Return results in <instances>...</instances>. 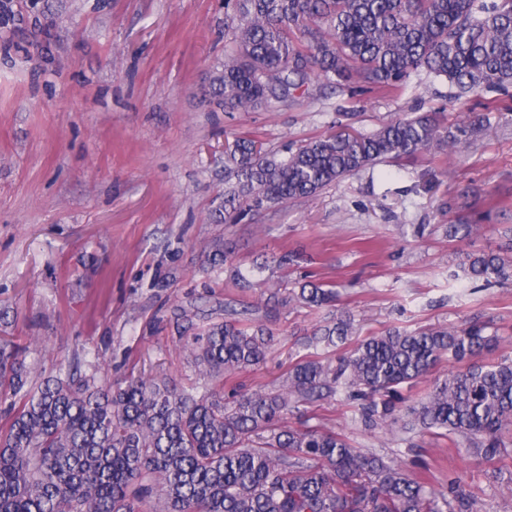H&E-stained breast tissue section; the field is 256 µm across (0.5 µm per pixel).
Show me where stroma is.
Returning a JSON list of instances; mask_svg holds the SVG:
<instances>
[{"label":"stroma","mask_w":512,"mask_h":512,"mask_svg":"<svg viewBox=\"0 0 512 512\" xmlns=\"http://www.w3.org/2000/svg\"><path fill=\"white\" fill-rule=\"evenodd\" d=\"M2 19L14 35L0 41V336L26 346L28 364L49 370L83 351L102 382L134 372L189 386L198 376L170 322L175 306L254 308L257 281L285 297L308 276L337 287L352 342L476 319L500 342L471 363L512 361V280L464 274L474 251L512 256V86L462 95L420 70L391 94L315 81L294 102L227 112L208 91L231 45L224 0H0ZM415 112L451 125L486 114L492 128L459 151L383 162L241 223H212L235 137L283 156L337 125L370 134ZM451 224L479 231L451 239ZM217 243L251 287L202 267ZM284 253L294 262L271 277L266 261ZM333 314L281 307L268 320L271 354L236 385L276 389ZM305 421L429 473L434 488L458 478L471 512H512V445L486 457L429 432L397 444L364 431L338 397L287 418Z\"/></svg>","instance_id":"1"}]
</instances>
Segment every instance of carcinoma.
Here are the masks:
<instances>
[{
  "instance_id": "1",
  "label": "carcinoma",
  "mask_w": 512,
  "mask_h": 512,
  "mask_svg": "<svg viewBox=\"0 0 512 512\" xmlns=\"http://www.w3.org/2000/svg\"><path fill=\"white\" fill-rule=\"evenodd\" d=\"M234 48L210 89L229 111L288 103L310 75L342 86L401 89L424 70L468 92L512 85V0H224ZM490 129L487 117L449 126L438 112L388 122L371 135L316 137L279 157L239 136L224 149V197L213 214L237 224L249 213L312 197L385 159L452 149ZM213 266L229 262L215 245ZM467 275L486 284L512 278V257L479 251ZM335 286L305 281L288 301L334 307ZM182 306L172 320L205 391L167 376L102 383L61 360L33 381L23 349L0 337V512H469L458 481L442 490L403 466L351 445L319 425L281 420L299 402L344 395L364 430H431L455 447L491 455L512 431V361L473 364L436 379L415 405L402 390L433 375L444 358L463 360L498 344L485 326L390 329L359 341L336 361L317 350L352 330L349 318L316 327L307 353L275 390L224 384L263 363L275 344L256 318L203 326Z\"/></svg>"
}]
</instances>
